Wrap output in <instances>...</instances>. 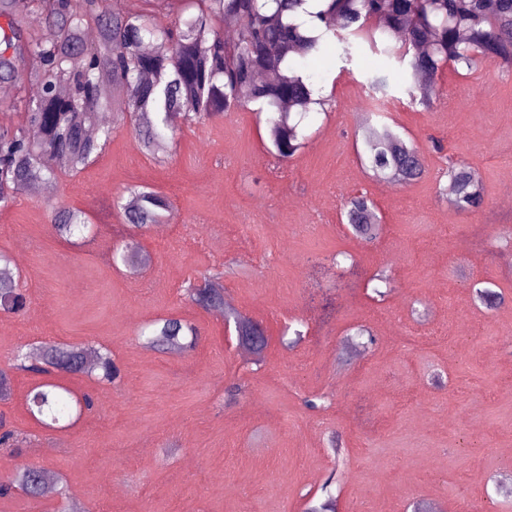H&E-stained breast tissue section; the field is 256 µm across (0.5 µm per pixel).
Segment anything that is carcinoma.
<instances>
[{
    "label": "carcinoma",
    "instance_id": "1",
    "mask_svg": "<svg viewBox=\"0 0 512 512\" xmlns=\"http://www.w3.org/2000/svg\"><path fill=\"white\" fill-rule=\"evenodd\" d=\"M197 11L178 10L166 29L154 28L137 6L105 10L99 0H0V83L16 80L31 58L41 69L29 74L25 112L16 124L0 125V211L9 209L23 187L48 184L57 172L77 173L93 164L112 141V127L100 123L102 113L117 112L134 125L148 153L163 144V131L177 119L190 124L216 118L250 104L266 113L270 152L286 162L306 145L303 121L324 111L328 99L315 93L312 76L299 63L316 56L325 38L353 37L407 63L412 79L410 97L428 108L436 98V83L447 64L470 70L479 60L512 68V0H319L309 13V26L293 21L307 0H192ZM39 16L34 28L30 17ZM236 23L233 38H224V20ZM93 26L97 40L89 44L84 31ZM270 71L277 78L267 80ZM112 76L106 97L100 74ZM362 160L376 179L410 184L426 173L424 158L413 142L384 124L367 123ZM454 205L474 212L485 203L479 174L469 166L448 162ZM124 221L144 233L162 223L167 200L145 186H134L117 201ZM343 216L354 235L370 243L379 224L373 200L364 193L344 202ZM78 209H58L52 218L57 238L68 242L87 226ZM115 258L139 264L148 257L131 246L118 247ZM185 297L204 308L224 305V272L217 271L196 286H184ZM26 307L19 275L9 255L0 252V311L18 314ZM236 336H263L247 327L251 319L225 313ZM196 325L176 315L149 324L144 344L161 351L195 348ZM33 361L17 350L11 370L33 375L54 372L90 374L98 383L117 385L121 369L112 352L95 342H44ZM94 399L55 381L36 384L27 396L28 414L48 429L67 428L92 411ZM21 434L0 418V449L10 452ZM49 473L38 466L16 468L0 481V496L19 490L43 495ZM59 512H85L57 481Z\"/></svg>",
    "mask_w": 512,
    "mask_h": 512
}]
</instances>
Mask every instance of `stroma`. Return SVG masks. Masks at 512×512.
<instances>
[{
    "label": "stroma",
    "instance_id": "obj_1",
    "mask_svg": "<svg viewBox=\"0 0 512 512\" xmlns=\"http://www.w3.org/2000/svg\"><path fill=\"white\" fill-rule=\"evenodd\" d=\"M327 111L311 114L292 160L266 149L254 111L176 123L148 155L130 123L92 165L60 174L55 192L18 193L0 212L8 253L28 298L0 312V369L46 340L96 341L122 368L113 388L78 375L62 382L91 394L95 410L46 430L26 411L37 378L13 373L0 405L24 442L0 452V477L35 464L62 478L87 512H306L330 488L336 512H512V69L445 68L432 107L411 103L404 65L356 41L327 37L305 63ZM425 157L409 185L373 180L356 142L373 103ZM441 139L442 152L430 149ZM476 169L486 205L451 207L442 193L449 160ZM142 185L170 203L165 231L133 233L114 200ZM367 193L379 237L365 243L341 222L345 199ZM85 211L90 239L70 244L51 227L58 207ZM135 244L147 265L114 264L115 243ZM353 256L337 282L330 260ZM242 272L224 296L269 337L263 362L243 358L223 318L182 294L224 264ZM386 270L384 301L365 284ZM495 284L494 308L476 290ZM175 314L195 324L193 351L143 346L141 328ZM368 328L364 348L349 329ZM301 328L295 337L293 328ZM244 384L237 399L231 385ZM328 394L326 410L304 400ZM339 436L343 459L329 448Z\"/></svg>",
    "mask_w": 512,
    "mask_h": 512
}]
</instances>
